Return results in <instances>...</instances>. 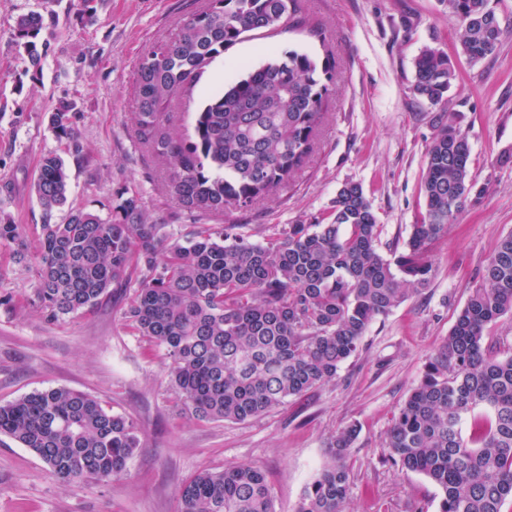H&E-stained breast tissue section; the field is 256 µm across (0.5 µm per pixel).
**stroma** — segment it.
Here are the masks:
<instances>
[{"mask_svg":"<svg viewBox=\"0 0 512 512\" xmlns=\"http://www.w3.org/2000/svg\"><path fill=\"white\" fill-rule=\"evenodd\" d=\"M507 29L496 56L470 63L459 52L457 21L443 0H307L305 29L245 34L217 57L171 105L178 132L219 93L242 63L261 64L266 49L332 54L334 85L314 153L293 185L246 211L216 216L184 208L165 186V168L139 144V60L175 32L204 0H96L87 19L81 0H0V210L36 246L43 222L34 189L42 156L58 150L48 114L62 100L73 118L82 159H68L70 200L108 216L117 191L136 192L167 232L196 225H239L253 240L323 216L337 190L361 183L381 224L380 248L402 246L423 210L420 181L435 133L432 107L412 91L414 58L426 45L456 65L448 104L461 112L472 146L470 175L486 188L480 204L450 224L433 254L434 278L367 329L360 353L334 381L246 422L195 418L171 386L164 352L133 335L123 318L131 289L111 285L95 307L65 321L48 320L29 301L35 286L0 247V403L47 388L96 396L133 419L140 446L122 477L88 488L61 486L28 449L0 435V512H178L179 491L196 474L229 464L261 469L276 512H296L306 485L328 462L333 435L360 431L350 454L347 512H438L441 494L424 475L384 463L392 420L447 336L478 271L501 235L512 232V0H495ZM45 17L49 45L42 70L10 44L18 15Z\"/></svg>","mask_w":512,"mask_h":512,"instance_id":"35a3bbf8","label":"stroma"}]
</instances>
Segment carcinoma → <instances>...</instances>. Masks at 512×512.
I'll return each mask as SVG.
<instances>
[{
  "label": "carcinoma",
  "mask_w": 512,
  "mask_h": 512,
  "mask_svg": "<svg viewBox=\"0 0 512 512\" xmlns=\"http://www.w3.org/2000/svg\"><path fill=\"white\" fill-rule=\"evenodd\" d=\"M472 63L496 55L505 30L491 0H444ZM305 22L304 0H207L167 40L140 59L137 140L171 170L184 207L214 215L246 210L288 188L307 165L334 83L331 56L273 57L233 81L193 116V133L169 129L168 107L190 92L203 69L253 31L274 34ZM41 12L19 15L10 44L40 70L47 43ZM452 60L426 46L414 60L413 93L439 108L421 178L424 212L402 249H379L381 224L363 186L344 183L326 217L283 227L265 242L235 224H199L184 241L165 233L140 198L117 192L112 216L69 203V169L45 155L34 180L44 224L34 254L21 225L0 214V245L32 273V301L51 321L95 306L111 284L133 289L124 319L165 351L169 376L199 419L244 422L336 378L358 352L373 320L428 288L432 252L448 225L480 203L470 176L471 144L462 115L448 109ZM59 102L49 128L69 154L82 146L72 113ZM69 207L62 224L55 210ZM512 316V232L499 238L481 284L393 419L385 461L429 478L439 512H501L512 499V355L496 356L486 330ZM483 409L486 414L475 417ZM474 418L473 432L463 425ZM0 434L38 456L56 480L80 487L123 475L140 447L136 423L96 397L49 388L0 404ZM352 425L330 441L329 462L306 486L297 512H346ZM178 512H275L264 473L248 465L204 471L181 489Z\"/></svg>",
  "instance_id": "cac0c4a2"
}]
</instances>
